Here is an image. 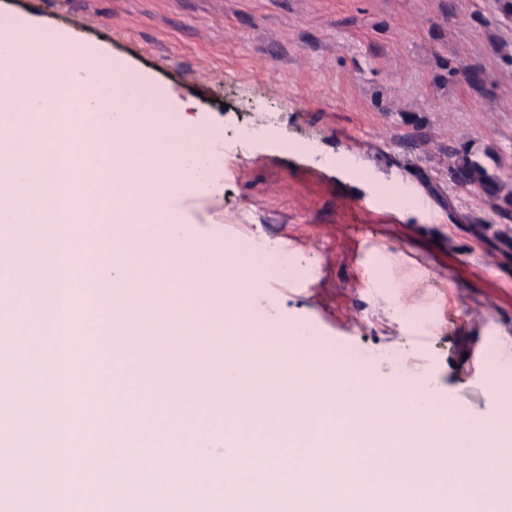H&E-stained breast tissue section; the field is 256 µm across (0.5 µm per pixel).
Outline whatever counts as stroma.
<instances>
[{
  "instance_id": "stroma-1",
  "label": "stroma",
  "mask_w": 512,
  "mask_h": 512,
  "mask_svg": "<svg viewBox=\"0 0 512 512\" xmlns=\"http://www.w3.org/2000/svg\"><path fill=\"white\" fill-rule=\"evenodd\" d=\"M67 27L209 133L274 114L279 138L224 156V189L179 215L198 239L259 237L311 278L250 287L252 309L312 348L365 351L376 388L397 351L463 418L500 414L486 354L512 327V221L449 178L451 150L512 182V14L502 0H0ZM313 139L320 151L302 150ZM428 203L396 213V187Z\"/></svg>"
}]
</instances>
